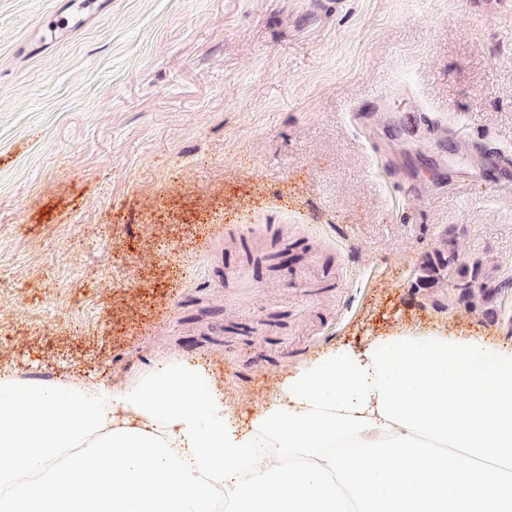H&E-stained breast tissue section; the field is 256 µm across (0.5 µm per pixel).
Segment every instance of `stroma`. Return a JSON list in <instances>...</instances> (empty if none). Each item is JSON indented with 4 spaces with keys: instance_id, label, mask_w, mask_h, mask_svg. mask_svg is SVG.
Masks as SVG:
<instances>
[{
    "instance_id": "1",
    "label": "stroma",
    "mask_w": 512,
    "mask_h": 512,
    "mask_svg": "<svg viewBox=\"0 0 512 512\" xmlns=\"http://www.w3.org/2000/svg\"><path fill=\"white\" fill-rule=\"evenodd\" d=\"M461 127L512 150V0H0V366L189 359L246 412L397 324L512 346V292L490 325L416 285L450 235L512 277Z\"/></svg>"
}]
</instances>
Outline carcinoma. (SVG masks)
<instances>
[{"instance_id": "cac0c4a2", "label": "carcinoma", "mask_w": 512, "mask_h": 512, "mask_svg": "<svg viewBox=\"0 0 512 512\" xmlns=\"http://www.w3.org/2000/svg\"><path fill=\"white\" fill-rule=\"evenodd\" d=\"M446 245V249L435 251L424 262L417 286L439 288L446 281L458 290V302L466 308L494 312L492 302L497 295L512 290V278L490 279L482 273L479 263L469 264L460 259L453 240L446 241Z\"/></svg>"}]
</instances>
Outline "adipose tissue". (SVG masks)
<instances>
[{
  "label": "adipose tissue",
  "mask_w": 512,
  "mask_h": 512,
  "mask_svg": "<svg viewBox=\"0 0 512 512\" xmlns=\"http://www.w3.org/2000/svg\"><path fill=\"white\" fill-rule=\"evenodd\" d=\"M512 512V347L397 326L240 414L167 357L118 385L0 367V512Z\"/></svg>",
  "instance_id": "ef3b65f1"
}]
</instances>
